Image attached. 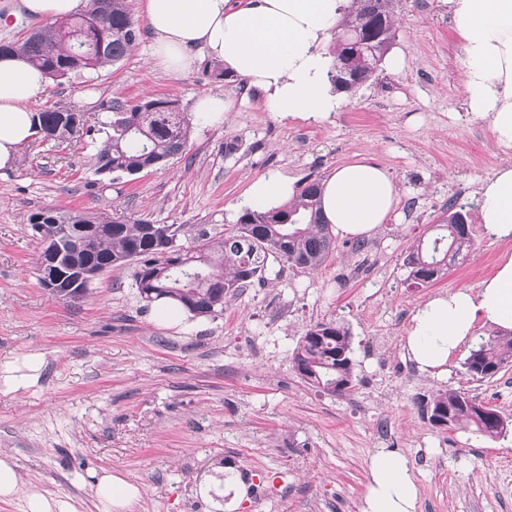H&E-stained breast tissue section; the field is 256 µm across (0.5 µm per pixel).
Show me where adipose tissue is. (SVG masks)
Here are the masks:
<instances>
[{
	"instance_id": "adipose-tissue-1",
	"label": "adipose tissue",
	"mask_w": 512,
	"mask_h": 512,
	"mask_svg": "<svg viewBox=\"0 0 512 512\" xmlns=\"http://www.w3.org/2000/svg\"><path fill=\"white\" fill-rule=\"evenodd\" d=\"M351 0H143L153 35L151 58L168 74L189 72L196 51L222 62L263 95L265 111L279 118L321 122L340 107L330 82L333 57L322 46ZM462 44L467 111L512 149V0H442ZM47 76L18 54L0 56V169L12 168L19 149L36 134L32 104ZM292 179L270 173L253 179L243 204L276 210L293 201ZM398 190L388 167L362 159L342 164L321 184L323 217L336 235H371L395 210ZM486 232L512 241V164L500 166L478 190ZM512 332V253L478 288H456L420 304L404 344L424 375L441 376L448 360L473 339L477 323ZM101 512H133L139 486L103 473L95 481ZM23 496L25 512H79L75 502L24 485L18 465L0 454V499ZM419 489L409 459L377 449L368 460L360 512H416Z\"/></svg>"
}]
</instances>
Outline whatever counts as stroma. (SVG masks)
<instances>
[{"label": "stroma", "mask_w": 512, "mask_h": 512, "mask_svg": "<svg viewBox=\"0 0 512 512\" xmlns=\"http://www.w3.org/2000/svg\"><path fill=\"white\" fill-rule=\"evenodd\" d=\"M140 36L119 63L49 82L34 109L88 113L93 130L58 145L33 140L14 169L0 173V365L41 355L36 384L0 392V451L26 482L98 512L91 487L109 470L143 490L135 512H358L368 459L378 448L412 464L417 512H512V364L477 380L462 364L447 375L419 374L403 343L419 304L455 288H478L512 242L479 222L475 191L506 157L486 124L470 120L461 42L440 0H402L395 48L401 72L382 70L343 93L323 122L285 121L265 112L260 94L235 76L216 81L210 58L172 75L151 67L153 37L141 0H126ZM198 97L230 106L223 122H194L187 153L165 166L110 177L95 170L112 97ZM361 158L386 165L399 201L393 216L356 248L336 238L316 270L269 264L263 278L226 298L223 311L175 325L154 320L132 270L99 275L79 302L39 281L41 246L28 218L52 209L147 218L179 226L178 241L219 235L236 224L254 178L279 172L304 184ZM465 204L473 246L433 284H411L404 258L429 238L449 200ZM351 331L356 387L317 391L293 368L310 326ZM458 388L497 409L506 436L439 430L418 398ZM240 480L204 495L214 479Z\"/></svg>", "instance_id": "stroma-1"}]
</instances>
